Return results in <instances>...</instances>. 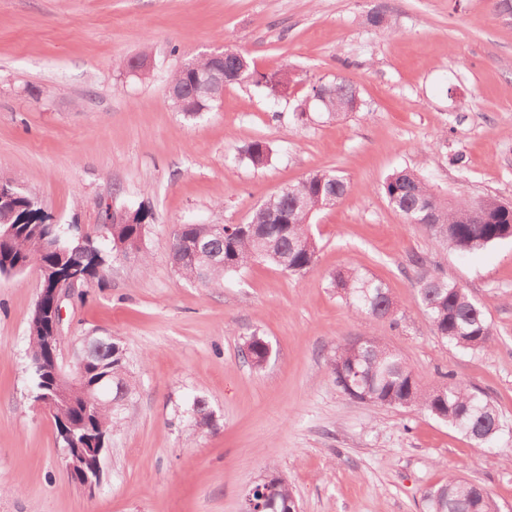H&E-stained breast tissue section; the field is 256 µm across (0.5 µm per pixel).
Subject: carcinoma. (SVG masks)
Here are the masks:
<instances>
[{"mask_svg": "<svg viewBox=\"0 0 512 512\" xmlns=\"http://www.w3.org/2000/svg\"><path fill=\"white\" fill-rule=\"evenodd\" d=\"M293 80L291 71L282 68L269 75L261 74L251 85L264 89L278 100L282 97L279 76ZM311 97L331 120L339 121L352 110L359 93L346 81L334 84L314 83ZM212 100L185 99L171 101L177 112L194 115L210 107ZM269 143L255 140L247 145L244 158L254 167H263L271 159ZM347 182L334 170H316L305 179L287 186L277 201L288 211L290 223H269L268 209L258 205L248 224L258 230L254 235L242 228L216 233L210 224H180L173 237L190 242L201 241L211 251L224 257V263L204 270L191 265L176 253L170 260L183 278L203 285L217 284L259 260L270 262L282 271L300 276L313 270L318 260V245L311 232V219L321 211L339 204L347 193ZM381 190L389 205L406 224H419L438 246L453 251L485 248L499 241L512 239V205L495 197H457L442 201L417 172L403 168L389 174ZM16 219L24 221L8 241L0 243V274H8L17 265L35 263L52 270L54 275L87 271L91 279L101 280L107 272L109 258L118 252L117 245L144 254L148 214L142 210L124 224H101L91 233L82 234L60 224H38L39 211L30 196L20 193L14 201ZM330 284L357 312L368 317L396 324L391 298L385 284L357 267L340 269L330 275ZM415 288L434 335L449 346L467 353L486 350L492 342V328L484 308L465 288L447 278L420 268ZM30 363L34 397L48 392L53 380L45 371L48 354L42 328L32 326ZM268 342L256 333L248 337L241 349L242 359L255 368L268 361ZM84 363L85 384L99 389L108 385L107 397L94 411H86L83 389L70 392L57 407L56 423L62 445L69 448L89 446V439L108 441L112 430L123 424L116 416L118 408L132 397L135 386L128 374L127 363L119 344L110 338L84 340L80 350ZM336 385L354 398L366 393L367 401L386 407H414L447 422L477 445H484L501 432V421L495 405L481 391L464 386L444 374L448 383L424 387L403 358L374 339L349 341L339 347L329 360ZM192 419L198 429L214 425V413L208 402L195 398ZM426 512H498V506L481 488L464 478L450 474L448 480L429 488L424 495Z\"/></svg>", "mask_w": 512, "mask_h": 512, "instance_id": "cac0c4a2", "label": "carcinoma"}]
</instances>
